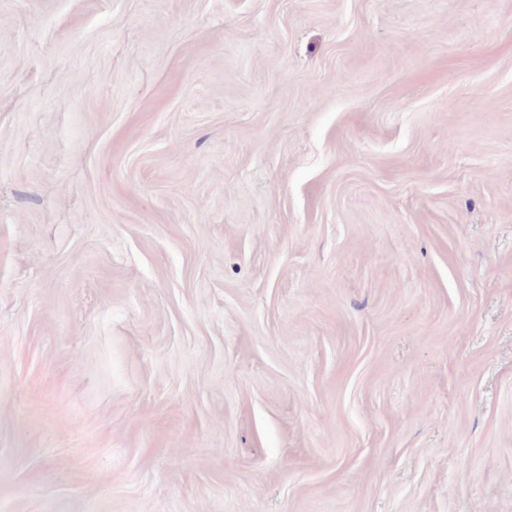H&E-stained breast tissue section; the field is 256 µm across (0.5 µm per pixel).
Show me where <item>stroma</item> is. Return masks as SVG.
Instances as JSON below:
<instances>
[{"mask_svg": "<svg viewBox=\"0 0 512 512\" xmlns=\"http://www.w3.org/2000/svg\"><path fill=\"white\" fill-rule=\"evenodd\" d=\"M0 512H512V0H0Z\"/></svg>", "mask_w": 512, "mask_h": 512, "instance_id": "obj_1", "label": "stroma"}]
</instances>
